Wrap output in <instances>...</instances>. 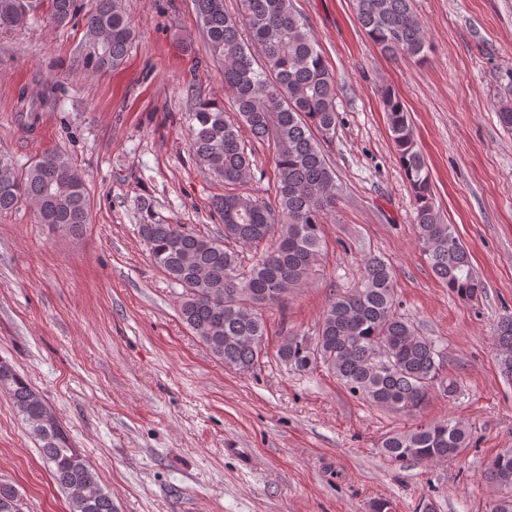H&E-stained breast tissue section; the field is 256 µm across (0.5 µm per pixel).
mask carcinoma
<instances>
[{
	"instance_id": "1",
	"label": "carcinoma",
	"mask_w": 512,
	"mask_h": 512,
	"mask_svg": "<svg viewBox=\"0 0 512 512\" xmlns=\"http://www.w3.org/2000/svg\"><path fill=\"white\" fill-rule=\"evenodd\" d=\"M46 16L58 26L82 20V63L93 74L122 64L134 39L123 0H46ZM207 23L203 36L213 60L221 64L231 91V112L200 99L191 115L190 149L196 164L224 183L212 211L224 237L196 234L181 224H140L138 232L150 259L182 288L179 315L224 367L246 372L263 357V310L280 301L315 274L321 250V224L340 193L336 173L320 141L336 134L337 82L293 0H240L237 15L224 11V0H194ZM368 37L388 55L428 59L422 26L413 0H353ZM25 0H0V30L27 24ZM392 143L412 188L417 239L433 274L462 300L484 292L470 254L454 227L444 223L431 192V177L414 136L411 117L389 89L382 91ZM272 151L275 200L269 203L238 187L252 177L254 151L240 135ZM23 202L35 206L39 223L60 224L76 232L89 221L85 180L62 153H45L19 173L0 170V212ZM236 243L255 250L246 266ZM390 265L369 256L361 285L336 294L325 308L317 335L289 333L276 359L306 370L322 364L353 396L374 406L413 415L439 387L456 392L442 375L437 342L421 335L395 309ZM495 339L501 350V374L512 380V319L501 321ZM0 390L39 441V453L55 483L68 497L69 512H116L112 495L75 448L68 431L28 380L0 361ZM467 427L441 419L388 435L381 443L394 462H444L470 447ZM509 460L493 459L485 479L494 487L512 485ZM19 493L0 483V512H20Z\"/></svg>"
}]
</instances>
